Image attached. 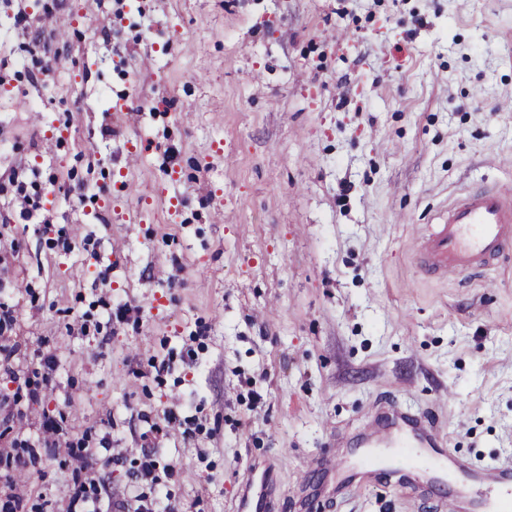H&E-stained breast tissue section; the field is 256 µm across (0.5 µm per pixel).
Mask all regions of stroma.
<instances>
[{
	"label": "stroma",
	"mask_w": 512,
	"mask_h": 512,
	"mask_svg": "<svg viewBox=\"0 0 512 512\" xmlns=\"http://www.w3.org/2000/svg\"><path fill=\"white\" fill-rule=\"evenodd\" d=\"M0 183V502L444 512L332 493L387 398L512 465V261L417 263L512 191V0H0ZM512 251V195L497 189L463 191L423 237L419 266L432 278L470 276ZM272 488L266 472L257 475L255 471L250 484L239 500L238 512H268Z\"/></svg>",
	"instance_id": "1"
}]
</instances>
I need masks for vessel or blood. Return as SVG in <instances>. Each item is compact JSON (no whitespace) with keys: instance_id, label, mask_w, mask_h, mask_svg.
<instances>
[{"instance_id":"vessel-or-blood-1","label":"vessel or blood","mask_w":512,"mask_h":512,"mask_svg":"<svg viewBox=\"0 0 512 512\" xmlns=\"http://www.w3.org/2000/svg\"><path fill=\"white\" fill-rule=\"evenodd\" d=\"M511 256L512 195L478 188L456 195L428 225L419 266L432 278L470 276ZM330 466L340 486L392 485L399 479L431 484L448 474L455 478L448 512H512V467L470 468L427 417L395 405L359 440L343 443ZM271 496L267 474L253 475L238 512H268Z\"/></svg>"}]
</instances>
